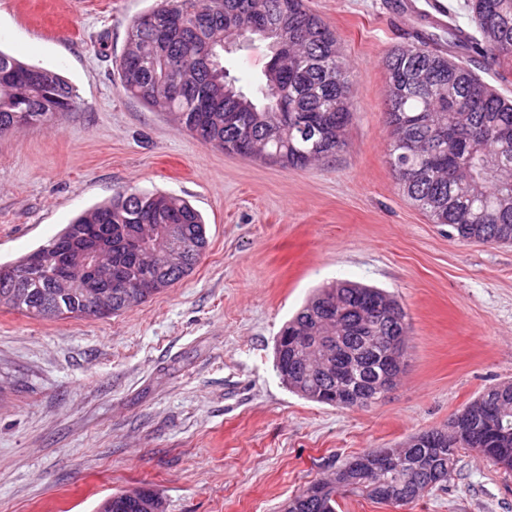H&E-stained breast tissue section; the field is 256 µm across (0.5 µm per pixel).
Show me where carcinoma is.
Returning a JSON list of instances; mask_svg holds the SVG:
<instances>
[{
	"instance_id": "1",
	"label": "carcinoma",
	"mask_w": 512,
	"mask_h": 512,
	"mask_svg": "<svg viewBox=\"0 0 512 512\" xmlns=\"http://www.w3.org/2000/svg\"><path fill=\"white\" fill-rule=\"evenodd\" d=\"M472 32L448 23V50L425 28L414 42L383 58L388 163L402 193L434 224L463 241L512 244V97L490 88L472 68L476 60L512 56V0H465ZM262 25L272 45L291 49L288 67L269 63L253 94L229 78L224 40L255 36ZM126 93L168 117L202 142L228 153L304 167L345 147L353 112L351 66L336 32L306 0H160L128 27L118 60ZM74 88L57 72L0 50V135L49 122L74 104ZM155 229L149 245L162 254L176 228L182 259L148 266L139 246L141 227ZM112 255V275L128 288L105 289L108 308L86 301L81 288L56 285L59 260L74 261L88 247ZM209 245L201 215L162 192L123 191L77 216L44 245L0 264V309L42 320L120 315L188 276ZM303 334L305 344L287 340ZM407 336L406 312L376 287L337 280L320 289L288 321L274 346L275 368L289 391L343 408L331 398L344 385L367 391L375 404L376 372L394 362L388 342ZM369 403V404H371ZM364 404V407H369ZM466 423L450 420L411 437L403 450L430 456L432 467L406 483L385 469L367 476L375 448L348 458L335 481H317L288 499L283 512H337L336 488L389 503L414 501L448 483V464L489 436L486 459L512 472V383L500 384L461 409ZM101 512H164L150 488L133 498L115 493Z\"/></svg>"
}]
</instances>
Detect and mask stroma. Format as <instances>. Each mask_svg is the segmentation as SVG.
<instances>
[{
	"label": "stroma",
	"mask_w": 512,
	"mask_h": 512,
	"mask_svg": "<svg viewBox=\"0 0 512 512\" xmlns=\"http://www.w3.org/2000/svg\"><path fill=\"white\" fill-rule=\"evenodd\" d=\"M159 0H0V49L53 69L75 107L0 136V264L125 190L182 197L209 247L193 272L109 319L0 309V512H98L156 491L165 512H282L350 456L399 448L512 380V246L466 243L399 191L382 59L433 0H308L354 71L346 145L284 168L203 144L123 89L129 24ZM266 42L230 47L239 85ZM350 280L403 304L410 356L368 408L288 391L274 339L314 288ZM406 512H512V473L461 451Z\"/></svg>",
	"instance_id": "stroma-1"
}]
</instances>
